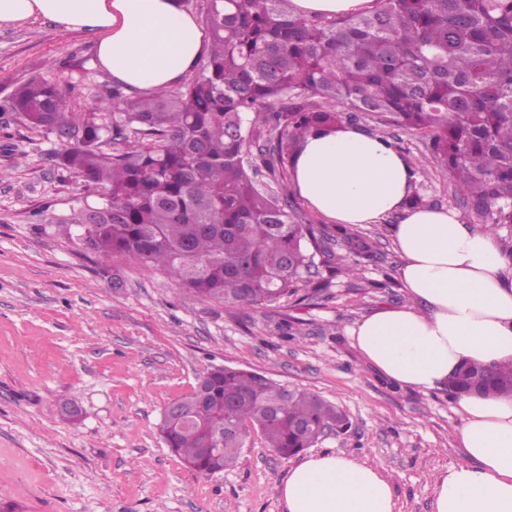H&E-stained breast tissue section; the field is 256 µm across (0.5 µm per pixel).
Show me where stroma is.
Instances as JSON below:
<instances>
[{
    "label": "stroma",
    "mask_w": 512,
    "mask_h": 512,
    "mask_svg": "<svg viewBox=\"0 0 512 512\" xmlns=\"http://www.w3.org/2000/svg\"><path fill=\"white\" fill-rule=\"evenodd\" d=\"M93 32L44 19L0 27V502L22 512H285L278 487L297 464L251 434L236 467L190 469L159 433L166 406L199 375L230 366L315 392L347 416L314 453L379 468L396 512H433L435 489L464 462L462 414L446 389L420 393L381 376L348 334L383 306L407 304L393 227H354L373 246L359 262L336 238L316 254V292L258 309L199 300L160 271L85 250L67 219L96 187L59 166L57 134L6 108L33 76L55 83L76 122L112 121V84ZM358 127L421 160L412 190L425 204L484 223L441 171L428 137L359 114ZM358 275H349V266ZM291 335H283V325ZM77 403L78 421L62 407Z\"/></svg>",
    "instance_id": "obj_1"
}]
</instances>
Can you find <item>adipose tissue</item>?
<instances>
[{
    "label": "adipose tissue",
    "instance_id": "ef3b65f1",
    "mask_svg": "<svg viewBox=\"0 0 512 512\" xmlns=\"http://www.w3.org/2000/svg\"><path fill=\"white\" fill-rule=\"evenodd\" d=\"M39 16L97 35L95 57L136 91L171 86L206 49L198 18L181 0H0V27ZM413 175L388 141L345 125L308 135L291 184L336 224H374L398 213L394 243L410 303L371 313L351 328L354 346L383 376L426 393L461 363L512 361V259L461 214L409 207ZM457 431L467 460L435 489L434 512H512V397L463 395ZM286 512H394L377 468L336 454L304 457L279 488Z\"/></svg>",
    "mask_w": 512,
    "mask_h": 512
}]
</instances>
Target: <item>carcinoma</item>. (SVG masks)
<instances>
[{
  "mask_svg": "<svg viewBox=\"0 0 512 512\" xmlns=\"http://www.w3.org/2000/svg\"><path fill=\"white\" fill-rule=\"evenodd\" d=\"M368 13L311 18L291 0H204L210 49L200 71L149 97L112 87V125L89 120L67 139L59 164L103 187L66 220L95 252L163 271L200 300L270 306L312 285L307 242L349 238L297 220L288 196L261 186L252 148L272 176H288L301 141L366 112L430 137L431 149L512 257V0H377ZM282 106L277 107L275 103ZM34 127H76L59 87L31 78L9 98ZM265 112L257 142L246 115ZM142 136L129 140V132ZM125 142L112 154L100 144ZM455 396L512 393V363L464 362ZM162 419L164 443L204 475L224 471L253 432L281 458L314 447L344 416L302 389L282 397L274 381L211 368Z\"/></svg>",
  "mask_w": 512,
  "mask_h": 512,
  "instance_id": "cac0c4a2",
  "label": "carcinoma"
}]
</instances>
